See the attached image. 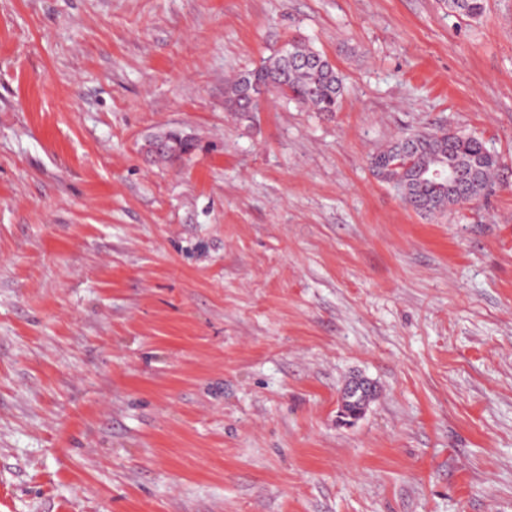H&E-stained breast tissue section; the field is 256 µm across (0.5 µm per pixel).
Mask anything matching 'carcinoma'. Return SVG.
Returning a JSON list of instances; mask_svg holds the SVG:
<instances>
[{
  "mask_svg": "<svg viewBox=\"0 0 512 512\" xmlns=\"http://www.w3.org/2000/svg\"><path fill=\"white\" fill-rule=\"evenodd\" d=\"M454 13L468 19H479L485 12V0H444ZM274 78L278 81L276 94L307 106L315 112H335L343 97V80L335 66L321 52L294 38L273 57L259 67L239 76L225 91V101L235 112H257L259 101L243 106L246 89L256 87ZM416 146V162L407 168L396 152L398 144ZM374 159L390 166L388 181L408 187L401 196L403 203L418 213L444 216L453 207L461 205L449 193L441 194L436 182L423 175L426 168L452 167L470 178V199L475 200L492 188L498 158L476 137L455 133L438 138L436 133H418L398 138ZM373 396L371 392L346 391V406L358 411Z\"/></svg>",
  "mask_w": 512,
  "mask_h": 512,
  "instance_id": "carcinoma-1",
  "label": "carcinoma"
}]
</instances>
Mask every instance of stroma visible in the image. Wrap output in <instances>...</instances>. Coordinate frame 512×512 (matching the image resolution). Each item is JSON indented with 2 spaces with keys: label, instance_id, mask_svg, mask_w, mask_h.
<instances>
[{
  "label": "stroma",
  "instance_id": "35a3bbf8",
  "mask_svg": "<svg viewBox=\"0 0 512 512\" xmlns=\"http://www.w3.org/2000/svg\"><path fill=\"white\" fill-rule=\"evenodd\" d=\"M294 36L339 110L228 111ZM439 130L431 219L369 161ZM0 512H512V0H0ZM444 4L452 12L468 19L481 18L485 12V0H444ZM439 133L444 134L443 138L439 139L436 136ZM403 142L416 146V162L412 168H406L404 160L395 151L399 147L398 143ZM406 144L400 149L406 150L410 147ZM375 159L391 166L387 181L379 179L377 176L381 171L371 166L373 174L380 181L389 186L390 182L407 186L408 193L400 196L403 203L418 213L433 216H444L453 207L461 206L462 202L450 193L442 195L436 181L422 175L424 169L448 170L450 166L467 175L470 178V199L473 201L492 188L493 176L499 165L498 158L478 138L460 133H453V136L448 137L447 131L418 133L398 138L386 149L374 155L370 162ZM454 169L448 170L445 179L436 172L432 176L439 180L438 185L441 189L446 181L448 192L464 194L468 181L461 179ZM420 203H426L427 206L420 208ZM374 389L372 392H359V391H344V397H345V405L349 410L355 411V412H349L344 410V408L341 406L340 408V418L342 422L345 424H352L357 419L361 417V414H359L357 411L361 409V407L364 405L366 401H369L374 393Z\"/></svg>",
  "mask_w": 512,
  "mask_h": 512
}]
</instances>
